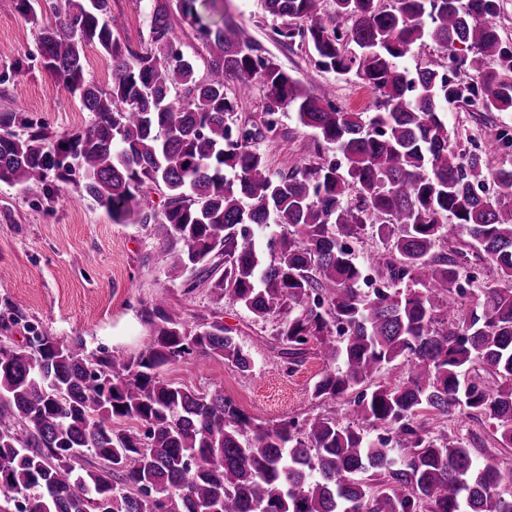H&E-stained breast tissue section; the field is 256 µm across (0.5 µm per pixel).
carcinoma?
<instances>
[{
	"label": "carcinoma",
	"instance_id": "obj_1",
	"mask_svg": "<svg viewBox=\"0 0 512 512\" xmlns=\"http://www.w3.org/2000/svg\"><path fill=\"white\" fill-rule=\"evenodd\" d=\"M16 2L39 30L28 60L93 120L54 141L22 114L1 113L0 183L50 201L79 170L82 194L116 224L159 191L164 209L146 207L139 221L184 294L277 318L268 344L289 371L316 341L328 367L314 398L365 389L348 401V423L253 422L224 394L163 375L191 356L243 374L253 360L221 318L191 327L161 299L141 311L150 343L136 355L44 332L0 342L5 501L16 510L24 501V512H512V471L497 456L475 459L419 423L476 410L512 447V167L486 191L485 151L454 152L448 129V105L466 93L512 112V46L487 20L497 0H334L328 16L322 0H264L282 41L306 38L321 67L374 90L363 112L311 93L232 20L201 15L197 0L176 3L207 52L200 78L176 46L171 0H155L145 53L113 38L111 0H67L63 12L52 0ZM429 42L459 69V44L491 66L461 87L429 65H402ZM89 46L112 59L104 88L86 76ZM255 78L266 91L263 132L236 124ZM284 107L317 147L343 154L345 171L311 156L270 171L255 140L276 135L271 116ZM369 226L385 241L368 262L380 282L370 295L347 243ZM469 253L492 261L496 277L466 315L441 323L437 310L457 312L468 295ZM398 361L405 378L374 381ZM358 420L388 436L367 440Z\"/></svg>",
	"mask_w": 512,
	"mask_h": 512
}]
</instances>
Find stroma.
<instances>
[{
  "instance_id": "1",
  "label": "stroma",
  "mask_w": 512,
  "mask_h": 512,
  "mask_svg": "<svg viewBox=\"0 0 512 512\" xmlns=\"http://www.w3.org/2000/svg\"><path fill=\"white\" fill-rule=\"evenodd\" d=\"M246 38L262 55L274 58L317 95H329L339 107L362 112L375 100L373 90L354 74L323 69L305 43L281 44L275 23L259 0H224ZM150 0H112L119 22L120 44L142 52L150 47ZM38 30L17 10L16 0H0V69L34 53ZM23 109L28 120L61 137L84 129L90 113L80 106L55 76L42 67L19 74L17 84L0 85V113ZM450 147L458 153L486 147V181L497 169L512 165V147L490 150L501 131L512 133V112H487L476 102L448 108ZM280 134L260 142L272 171H285L309 153L313 138L297 122L291 109L279 114ZM164 297L170 309L185 319L209 316L212 305L204 292L184 294L169 281L156 244L137 220L113 223L95 201L81 197L77 184H69L55 201H39L20 188L0 184V338L25 343L30 329L60 338L83 337L89 350L120 348L130 354L150 342L140 319L141 308ZM224 324L236 329L254 360L252 373H240L221 361H179L164 369L166 378L204 391H220L246 416L264 422L298 420L335 412L344 417L346 398L312 399L311 388L326 365L307 353L293 373H285L266 346L276 320L254 323L238 305L225 303ZM433 430L447 431L449 439L473 443L478 456L493 454L512 468V448L495 441L496 423L461 413L430 422Z\"/></svg>"
}]
</instances>
